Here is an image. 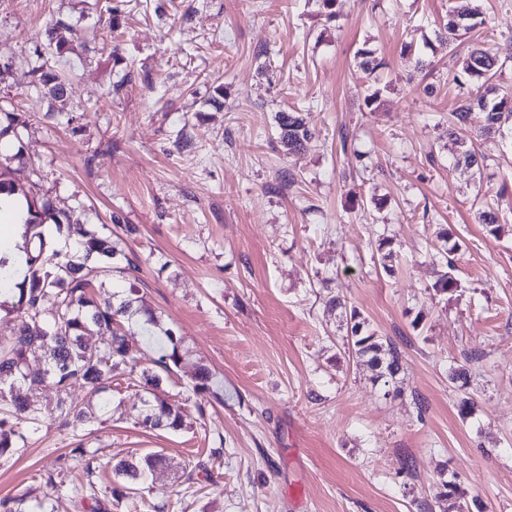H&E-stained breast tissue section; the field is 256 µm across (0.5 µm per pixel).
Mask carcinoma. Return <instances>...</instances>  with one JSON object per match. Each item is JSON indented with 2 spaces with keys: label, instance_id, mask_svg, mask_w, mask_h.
<instances>
[{
  "label": "carcinoma",
  "instance_id": "obj_1",
  "mask_svg": "<svg viewBox=\"0 0 512 512\" xmlns=\"http://www.w3.org/2000/svg\"><path fill=\"white\" fill-rule=\"evenodd\" d=\"M485 25L472 0H455L444 24L448 51L460 32ZM74 35L73 29L58 22L46 31L43 53L55 58L63 56ZM503 63L482 46L471 49L461 71L454 76L456 83L489 82L502 69ZM34 88L54 102H64L68 92V77L59 69L40 66L35 69ZM456 122L474 125L477 132L498 134L512 139V92L490 97V90L476 92L462 100L453 112ZM276 125L280 142L291 153L303 150L313 133L305 126L294 109L277 113ZM19 194L28 204L30 218L25 222L26 270L17 284V300L8 313L14 316L16 330L9 338H0V457L12 456L24 448L31 432L47 417L64 424L91 426L98 413L109 405L112 373L123 368L128 383L148 391L159 387L172 367L182 360L174 333L166 331L169 346L162 349L155 367L142 368L135 356V346L128 339L125 324L137 315L154 321L151 312L135 305V300L118 303L98 301L91 293L94 282L123 267L135 266V260L119 246L112 236H98L82 224L66 223L51 213L49 201L37 198L24 187L4 178L0 171V194ZM53 218L56 239L40 231L46 218ZM54 297L53 310L45 313L43 301ZM350 336L348 352L356 360L373 367L377 378L388 386L395 382L403 368L399 349L372 331L357 310L349 313ZM108 336L104 348L94 350L86 343L93 331ZM39 353L45 367L37 375L26 371L29 356ZM75 382L86 389L88 400L82 404L69 398L68 390ZM55 389L54 405L37 407L24 392L34 387ZM137 424L146 429L178 431L183 427L180 408L157 396L146 397L137 414ZM165 457L150 452L140 457L121 458L112 466V497L116 500L146 481L163 467Z\"/></svg>",
  "mask_w": 512,
  "mask_h": 512
}]
</instances>
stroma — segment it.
<instances>
[{"label": "stroma", "mask_w": 512, "mask_h": 512, "mask_svg": "<svg viewBox=\"0 0 512 512\" xmlns=\"http://www.w3.org/2000/svg\"><path fill=\"white\" fill-rule=\"evenodd\" d=\"M450 3L336 0L330 21L321 0H0L6 174L88 230L134 226L137 269L99 293L158 317L133 338L141 366L174 331L184 358L157 394L185 406L183 430L142 429L143 391L115 376L93 429L48 419L0 457V499L152 512L176 489L167 512H512V145L452 117L472 38L438 41ZM479 5L504 91L512 0ZM110 7L115 31L98 22ZM58 21L78 36L56 63L71 94L54 113L30 81ZM363 48L384 62L370 76ZM289 108L315 133L294 155L274 120ZM464 141L481 174L455 164ZM487 201L500 232L477 217ZM442 229L458 246L448 295L434 289ZM332 296L399 347L400 395L349 358ZM202 366L212 381L196 392ZM80 444L94 472L73 459ZM152 451L166 468L114 500L113 456ZM444 481L458 492L441 500Z\"/></svg>", "instance_id": "35a3bbf8"}]
</instances>
